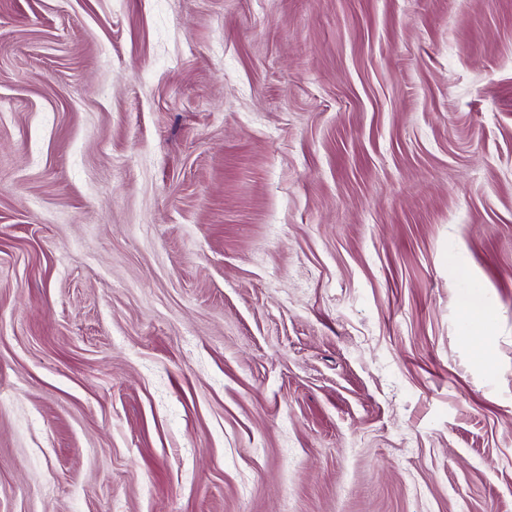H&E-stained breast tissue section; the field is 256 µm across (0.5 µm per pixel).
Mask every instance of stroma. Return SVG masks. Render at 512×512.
<instances>
[{"label": "stroma", "instance_id": "35a3bbf8", "mask_svg": "<svg viewBox=\"0 0 512 512\" xmlns=\"http://www.w3.org/2000/svg\"><path fill=\"white\" fill-rule=\"evenodd\" d=\"M0 512H512V0H0Z\"/></svg>", "mask_w": 512, "mask_h": 512}]
</instances>
